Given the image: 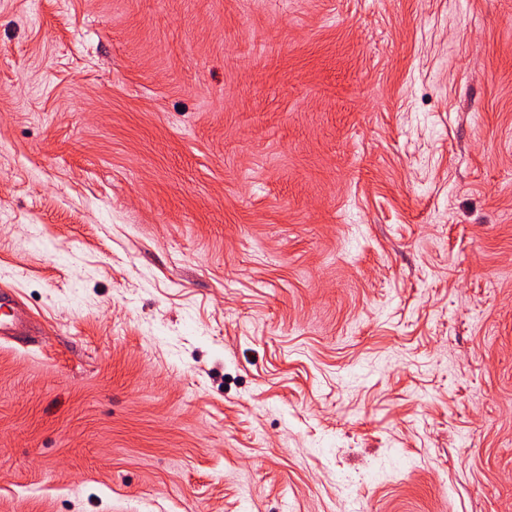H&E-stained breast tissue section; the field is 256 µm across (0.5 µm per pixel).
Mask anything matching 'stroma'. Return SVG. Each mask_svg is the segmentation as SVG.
<instances>
[{
    "mask_svg": "<svg viewBox=\"0 0 512 512\" xmlns=\"http://www.w3.org/2000/svg\"><path fill=\"white\" fill-rule=\"evenodd\" d=\"M0 512H512V0H0ZM30 319L10 288L0 289V340L17 338L29 332Z\"/></svg>",
    "mask_w": 512,
    "mask_h": 512,
    "instance_id": "1",
    "label": "stroma"
}]
</instances>
